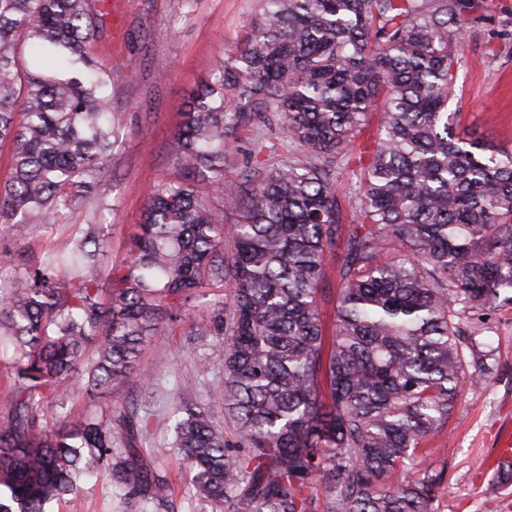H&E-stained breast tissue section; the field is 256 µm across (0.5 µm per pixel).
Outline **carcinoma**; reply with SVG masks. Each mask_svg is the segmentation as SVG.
Masks as SVG:
<instances>
[{
    "label": "carcinoma",
    "mask_w": 512,
    "mask_h": 512,
    "mask_svg": "<svg viewBox=\"0 0 512 512\" xmlns=\"http://www.w3.org/2000/svg\"><path fill=\"white\" fill-rule=\"evenodd\" d=\"M253 37L220 57L176 135L181 180L149 193L126 261L104 265L96 216L0 284V512L77 510L109 474L126 512L172 501L141 442L150 416L73 425L49 404L71 382L94 402L148 384L145 343L212 285L225 302L224 418L175 409L171 448L210 512H430L435 478L395 474L432 453L483 351L463 319L512 303V151L454 131L462 58L478 23L512 27L498 0H257ZM112 0H0V144L12 145L0 224H54L100 196L119 139L93 42ZM379 114L370 129V115ZM276 122L288 157L227 174L233 134ZM347 172L355 215L336 193ZM237 203L233 222L214 200ZM342 248L336 314L319 310ZM110 285L102 301L101 279ZM322 494H317V491Z\"/></svg>",
    "instance_id": "obj_1"
}]
</instances>
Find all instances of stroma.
Segmentation results:
<instances>
[{"label": "stroma", "instance_id": "stroma-1", "mask_svg": "<svg viewBox=\"0 0 512 512\" xmlns=\"http://www.w3.org/2000/svg\"><path fill=\"white\" fill-rule=\"evenodd\" d=\"M112 32L93 44L103 66L120 71L112 88V110L122 123L120 139L104 177L107 260L118 265L127 256L130 236L148 192L162 179L177 180L183 168L174 162L175 135L193 96L210 82L216 60L236 54L247 41L254 0H112ZM497 25L468 29L457 49L463 67L450 111L458 128L492 144L512 149V50L497 36ZM173 68L159 75L154 64ZM65 224H43L19 236L0 226V271L9 273L21 258H34L65 242ZM224 297L199 298L189 320L165 325L144 348L152 384L115 385L99 404L115 410L134 406L151 412L153 436L144 445L152 464L174 487L178 512H198L187 494L173 457L167 415L175 396L223 412L219 382L224 376L215 354L222 350ZM478 342L488 344L486 381L467 385L434 451L418 465H406L409 477L431 471L436 484L431 512H512V497L500 493L484 468L495 448L496 432L512 427V303L484 322H471Z\"/></svg>", "mask_w": 512, "mask_h": 512}]
</instances>
